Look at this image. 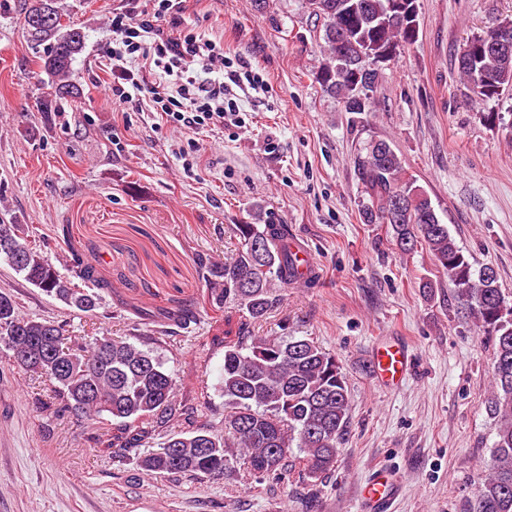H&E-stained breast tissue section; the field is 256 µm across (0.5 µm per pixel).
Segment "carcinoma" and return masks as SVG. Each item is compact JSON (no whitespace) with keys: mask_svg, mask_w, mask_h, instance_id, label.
Returning a JSON list of instances; mask_svg holds the SVG:
<instances>
[{"mask_svg":"<svg viewBox=\"0 0 512 512\" xmlns=\"http://www.w3.org/2000/svg\"><path fill=\"white\" fill-rule=\"evenodd\" d=\"M393 0H308L310 13L321 22L324 55L315 81L327 95L350 111L357 85L370 96L365 111L379 104L378 71L365 67L391 47L413 43L417 33L390 19ZM23 28L38 55L40 72L50 92L42 112H62L80 96L71 80L75 56L85 46V33L64 23L57 0H26ZM511 34L497 48L473 47L475 66L455 59L464 88L477 100L512 92V15L495 20ZM359 157L361 217L366 224H385L397 245L411 251L429 249L448 273L457 307L493 338L491 415L497 418L496 440L485 474L468 501L466 512H512V301L485 270L474 273L469 256L459 247L432 205L414 182L404 179L400 157L380 139ZM241 250L224 263L198 256L212 288L204 302L217 309L234 302L252 319L265 317L279 298L272 282H294L297 258L288 246L286 224H237ZM0 262L46 295L77 309L94 311L109 290L97 268L75 252L68 273H62L25 234L11 224L0 236ZM197 307L184 305L167 312L172 325L187 330L196 323ZM0 345L9 360L39 372L55 388L60 408L93 422L109 418L111 431L95 438L99 450L123 458L161 436L157 450L138 456L150 477L188 475L200 480L224 476L236 464L252 476H288V460L297 448L304 453V475L314 480L332 470L346 431L350 399L345 375L336 357L307 338L286 341L256 338L250 344L224 336L220 392L224 427L205 429L176 403L178 383L161 358L136 342L98 336L88 345L68 346L58 322L20 314L12 296L0 293ZM185 429L169 433L172 422Z\"/></svg>","mask_w":512,"mask_h":512,"instance_id":"obj_1","label":"carcinoma"}]
</instances>
